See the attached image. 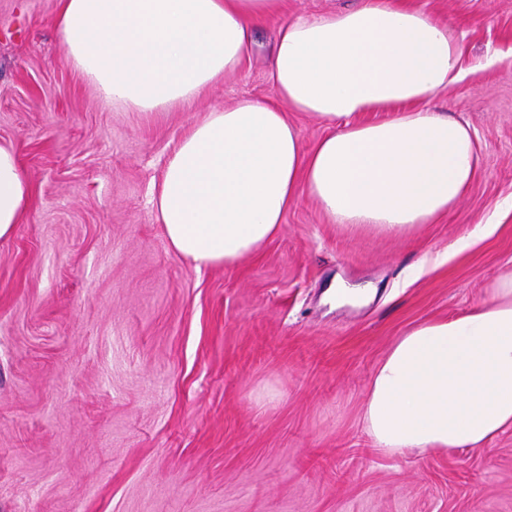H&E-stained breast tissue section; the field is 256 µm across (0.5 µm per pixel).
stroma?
Returning <instances> with one entry per match:
<instances>
[{
    "mask_svg": "<svg viewBox=\"0 0 512 512\" xmlns=\"http://www.w3.org/2000/svg\"><path fill=\"white\" fill-rule=\"evenodd\" d=\"M414 3L452 21L464 65L496 60L432 101L480 148L460 202L389 236L304 197L259 254L199 269L170 248L153 186L189 123L272 97L275 22L239 70L148 117L67 64L57 0H0V143L34 190L0 240V512H512V431L388 458L361 424L394 340L512 269V0ZM337 279L375 295L330 307Z\"/></svg>",
    "mask_w": 512,
    "mask_h": 512,
    "instance_id": "35a3bbf8",
    "label": "stroma"
}]
</instances>
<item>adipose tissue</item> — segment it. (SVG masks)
Returning a JSON list of instances; mask_svg holds the SVG:
<instances>
[{
	"instance_id": "ef3b65f1",
	"label": "adipose tissue",
	"mask_w": 512,
	"mask_h": 512,
	"mask_svg": "<svg viewBox=\"0 0 512 512\" xmlns=\"http://www.w3.org/2000/svg\"><path fill=\"white\" fill-rule=\"evenodd\" d=\"M281 0H59L53 29L68 64L100 97L144 115L189 102L249 59L253 32ZM449 22L411 0H356L276 29L274 96L242 99L190 123L152 204L171 249L196 268L231 267L281 231L301 196L330 223L407 234L446 215L478 166L468 123L429 100L460 82ZM325 128L305 147L288 112ZM364 112L375 121H360ZM31 181L0 144V240L30 206ZM375 452L488 447L512 430V271L462 314L398 336L362 407Z\"/></svg>"
}]
</instances>
